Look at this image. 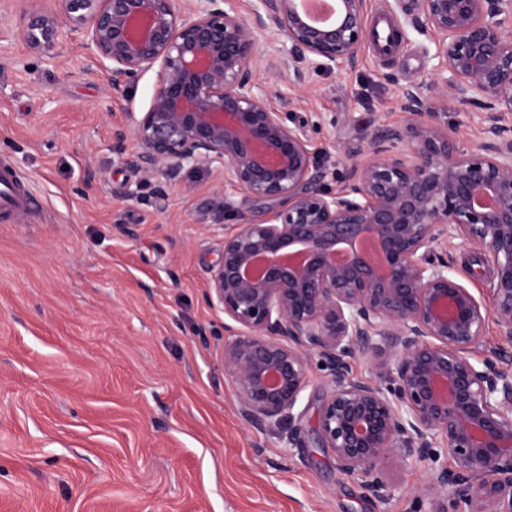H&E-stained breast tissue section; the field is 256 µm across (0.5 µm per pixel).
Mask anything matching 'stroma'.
<instances>
[{"label":"stroma","instance_id":"obj_1","mask_svg":"<svg viewBox=\"0 0 512 512\" xmlns=\"http://www.w3.org/2000/svg\"><path fill=\"white\" fill-rule=\"evenodd\" d=\"M15 3L0 0V159L32 208L0 221V512H436L427 464L390 465L379 499L314 443L330 395L320 366L295 410L302 447L287 424H245L224 373V314L205 299L223 179L147 181L123 164L112 130L147 111L155 71L114 98L80 32L62 30L53 63L16 38ZM433 50L407 25L392 54L369 41L356 66L314 60L300 78L261 60L257 78L341 170L339 146L404 121L399 88L429 84ZM474 255L458 245L448 262L483 296L488 267Z\"/></svg>","mask_w":512,"mask_h":512}]
</instances>
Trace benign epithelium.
I'll return each mask as SVG.
<instances>
[{
    "mask_svg": "<svg viewBox=\"0 0 512 512\" xmlns=\"http://www.w3.org/2000/svg\"><path fill=\"white\" fill-rule=\"evenodd\" d=\"M302 3L257 0L246 18L231 0H50L24 11L21 34L53 58L63 27L81 32L114 97L157 69L134 150L124 127L112 150L146 180L222 172L254 205L213 204L236 223L206 291L230 320L224 373L249 426L294 422L316 359L331 392L314 439L369 495L385 497L386 468L412 460L449 500L436 512H512V0H392L388 11L434 35L431 88L482 111L483 125L457 142L422 87L404 85L406 120L342 147L340 177L318 163L306 126L269 105L252 64L298 77L315 58L355 65L369 0H335L321 23ZM458 243L490 259L492 307L450 273ZM490 320L505 347L480 356ZM357 357L375 362L372 379L353 376Z\"/></svg>",
    "mask_w": 512,
    "mask_h": 512,
    "instance_id": "7a95c632",
    "label": "benign epithelium"
}]
</instances>
